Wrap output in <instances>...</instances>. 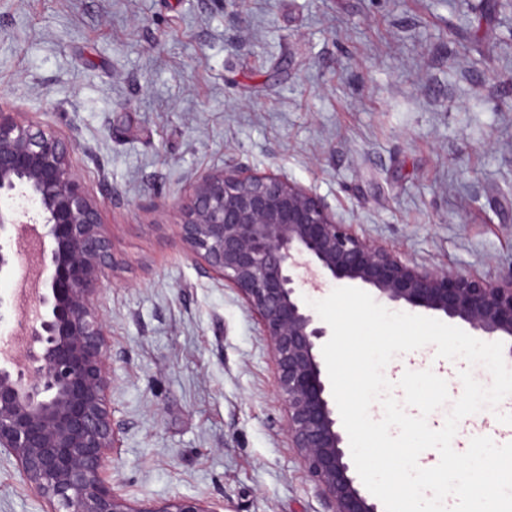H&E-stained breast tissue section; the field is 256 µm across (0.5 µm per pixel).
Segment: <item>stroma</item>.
Masks as SVG:
<instances>
[{
    "mask_svg": "<svg viewBox=\"0 0 512 512\" xmlns=\"http://www.w3.org/2000/svg\"><path fill=\"white\" fill-rule=\"evenodd\" d=\"M0 110L48 124L99 201L117 441L136 502L327 512L261 326L174 242L234 161L325 198L403 261L512 273L507 0H0ZM0 455V512H46Z\"/></svg>",
    "mask_w": 512,
    "mask_h": 512,
    "instance_id": "35a3bbf8",
    "label": "stroma"
}]
</instances>
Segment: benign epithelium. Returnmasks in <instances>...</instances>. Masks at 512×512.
Wrapping results in <instances>:
<instances>
[{"label":"benign epithelium","mask_w":512,"mask_h":512,"mask_svg":"<svg viewBox=\"0 0 512 512\" xmlns=\"http://www.w3.org/2000/svg\"><path fill=\"white\" fill-rule=\"evenodd\" d=\"M74 144L19 112L0 111V324L20 259L41 280L20 356L0 358V453L47 512H214L195 498L162 505L112 490L103 467L116 433L102 294L113 263L98 201L71 161ZM17 197L33 211L12 205ZM175 241L234 288L259 320L276 365L287 432L329 512H377L361 490L318 349L328 329L303 297L341 281L388 303L443 315L478 336L512 339V275L421 269L352 233L312 189L238 163L201 173L176 200Z\"/></svg>","instance_id":"benign-epithelium-1"}]
</instances>
